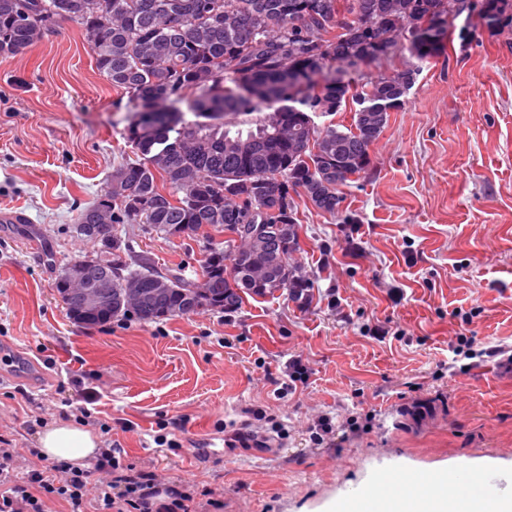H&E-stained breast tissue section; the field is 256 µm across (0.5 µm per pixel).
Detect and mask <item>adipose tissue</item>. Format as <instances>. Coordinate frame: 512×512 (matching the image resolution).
Here are the masks:
<instances>
[{"mask_svg": "<svg viewBox=\"0 0 512 512\" xmlns=\"http://www.w3.org/2000/svg\"><path fill=\"white\" fill-rule=\"evenodd\" d=\"M102 443L89 428L71 422H58L44 429L39 438V454L49 460L84 463L96 456ZM453 473H441L415 481V492L405 497L398 493L370 490L347 504L343 512H512V494L485 495L454 488Z\"/></svg>", "mask_w": 512, "mask_h": 512, "instance_id": "ef3b65f1", "label": "adipose tissue"}]
</instances>
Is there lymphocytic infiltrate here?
Returning <instances> with one entry per match:
<instances>
[{
  "label": "lymphocytic infiltrate",
  "instance_id": "1",
  "mask_svg": "<svg viewBox=\"0 0 512 512\" xmlns=\"http://www.w3.org/2000/svg\"><path fill=\"white\" fill-rule=\"evenodd\" d=\"M50 500L70 512H196L193 493L137 469L118 447L103 449L91 471L52 461L23 474L13 449L0 448V512H45Z\"/></svg>",
  "mask_w": 512,
  "mask_h": 512
}]
</instances>
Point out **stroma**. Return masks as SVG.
Masks as SVG:
<instances>
[{"label": "stroma", "mask_w": 512, "mask_h": 512, "mask_svg": "<svg viewBox=\"0 0 512 512\" xmlns=\"http://www.w3.org/2000/svg\"><path fill=\"white\" fill-rule=\"evenodd\" d=\"M127 95L98 71L79 28L63 24L24 56H0V435L20 467L36 464L44 425L88 406L139 469L211 490L197 512H337L381 473L455 468L512 476V373L454 363L460 330L512 347V45L478 31L424 62L391 113L366 177L342 187L339 214L294 201V255L311 283L156 322L74 323L56 291L62 269L96 244L77 237L81 209L132 159ZM130 260L196 279L204 243L121 224ZM476 310L469 327L459 311ZM386 323L389 336L369 329ZM308 382L281 391L290 358ZM247 408L287 434L229 448ZM332 416L331 441L308 427ZM370 417L352 431L350 416ZM179 438L177 448L162 439Z\"/></svg>", "instance_id": "stroma-1"}]
</instances>
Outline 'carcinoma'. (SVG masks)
<instances>
[{"mask_svg": "<svg viewBox=\"0 0 512 512\" xmlns=\"http://www.w3.org/2000/svg\"><path fill=\"white\" fill-rule=\"evenodd\" d=\"M0 0V55L18 56L64 22L78 25L97 69L133 106L127 139L139 157L119 164L108 191L78 219L110 224L98 239L96 269L112 280L109 313L73 320L85 327L133 315L141 321L195 312L186 298L204 290L211 310L238 308L242 294L288 292L310 283L291 262L299 250L293 195L323 213L342 209L340 188L361 178L371 150L400 110L399 87L420 64L446 53L454 32L468 40L482 25L512 34V0ZM412 16L431 33L419 48L400 31ZM464 18L461 27L455 20ZM377 44L376 59L407 43L411 61L355 88H336L331 70L359 67ZM350 106L351 123L315 122ZM259 114L243 130L229 116ZM193 119H187V115ZM140 221L164 237L189 233L206 240L201 283L174 276L168 294L141 305L126 288H148L160 274L140 262L130 269L115 224ZM241 224L281 225L282 246L265 251ZM227 232L234 250L213 243Z\"/></svg>", "mask_w": 512, "mask_h": 512, "instance_id": "cac0c4a2", "label": "carcinoma"}]
</instances>
